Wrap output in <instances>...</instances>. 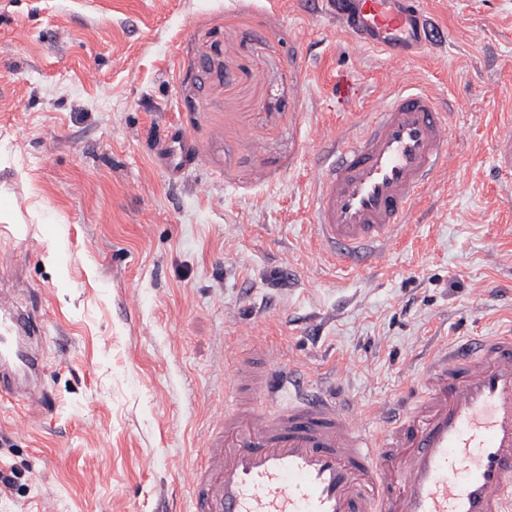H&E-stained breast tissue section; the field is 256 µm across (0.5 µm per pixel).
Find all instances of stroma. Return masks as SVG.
Wrapping results in <instances>:
<instances>
[{
  "mask_svg": "<svg viewBox=\"0 0 512 512\" xmlns=\"http://www.w3.org/2000/svg\"><path fill=\"white\" fill-rule=\"evenodd\" d=\"M412 58L312 0H0V289L37 292L54 408L0 399V512H190L225 362L261 332L369 416L443 341L512 329V0H425ZM448 112L456 165L380 266L321 256L310 173L389 89ZM200 148L173 176V131ZM495 166L500 175L512 176V130L510 126L497 135Z\"/></svg>",
  "mask_w": 512,
  "mask_h": 512,
  "instance_id": "obj_1",
  "label": "stroma"
}]
</instances>
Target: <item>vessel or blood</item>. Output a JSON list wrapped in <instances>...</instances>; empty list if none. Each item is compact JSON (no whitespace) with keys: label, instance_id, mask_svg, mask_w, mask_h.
I'll return each instance as SVG.
<instances>
[{"label":"vessel or blood","instance_id":"1","mask_svg":"<svg viewBox=\"0 0 512 512\" xmlns=\"http://www.w3.org/2000/svg\"><path fill=\"white\" fill-rule=\"evenodd\" d=\"M318 2L359 48L403 56L425 41L423 0ZM180 144L166 159L175 174L200 155L188 137ZM452 145L428 92L405 85L384 97L375 120L315 172L313 234L330 259L378 262L375 244L453 164ZM495 166L512 176L511 129L496 138ZM45 325L38 308L0 295V397L43 415ZM228 389L232 402L190 471L193 512H512V331L438 348L400 409H378L372 425L307 390L260 337Z\"/></svg>","mask_w":512,"mask_h":512}]
</instances>
